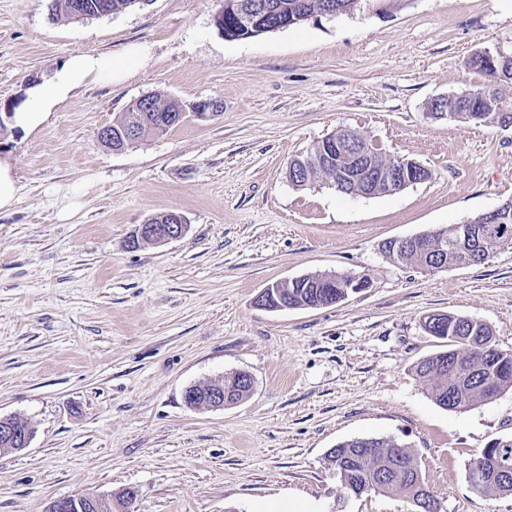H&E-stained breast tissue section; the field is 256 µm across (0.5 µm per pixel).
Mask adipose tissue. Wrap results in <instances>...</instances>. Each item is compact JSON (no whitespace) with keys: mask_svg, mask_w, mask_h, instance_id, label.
<instances>
[{"mask_svg":"<svg viewBox=\"0 0 512 512\" xmlns=\"http://www.w3.org/2000/svg\"><path fill=\"white\" fill-rule=\"evenodd\" d=\"M142 59L143 52L137 47L129 48L120 55L72 54L48 85L29 87L26 100L15 109L11 121L22 131L37 130L47 123L57 105L67 99L82 81L120 82L141 64Z\"/></svg>","mask_w":512,"mask_h":512,"instance_id":"adipose-tissue-1","label":"adipose tissue"}]
</instances>
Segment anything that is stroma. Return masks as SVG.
I'll return each instance as SVG.
<instances>
[{
	"instance_id": "1",
	"label": "stroma",
	"mask_w": 512,
	"mask_h": 512,
	"mask_svg": "<svg viewBox=\"0 0 512 512\" xmlns=\"http://www.w3.org/2000/svg\"><path fill=\"white\" fill-rule=\"evenodd\" d=\"M49 3L0 0V106L72 53H147L121 82L80 85L40 129L0 132L21 185L0 213V417L34 429L0 455V512L128 488L137 512H411L396 490L343 495L327 455L357 438L407 448L440 512H512V495L469 480L483 449L512 439V389L447 410L414 373L443 348L431 313L480 320L512 352V242L438 270L379 249L512 200V127L430 111L485 84L472 56H512V0H358L241 41L215 24L222 0L84 21ZM156 92L181 103L178 126L122 152L98 142ZM207 99L223 109L202 119ZM341 127L429 179L369 197L293 187L290 160ZM167 211L185 217L181 238L133 244ZM314 273L370 286L329 307L258 305ZM239 370L254 386L237 404H185L187 387Z\"/></svg>"
}]
</instances>
